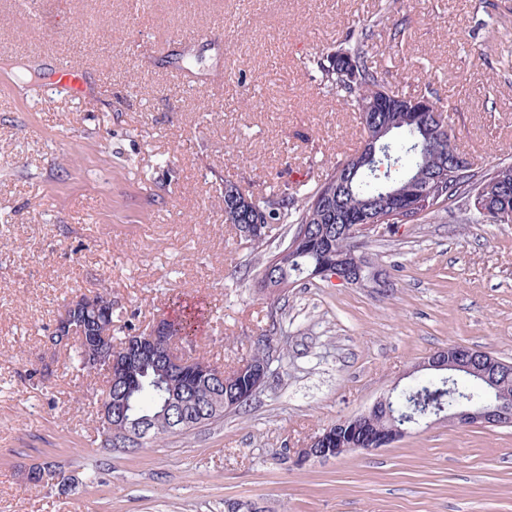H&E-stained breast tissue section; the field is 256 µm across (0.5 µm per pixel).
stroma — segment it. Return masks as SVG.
Wrapping results in <instances>:
<instances>
[{"label":"stroma","mask_w":512,"mask_h":512,"mask_svg":"<svg viewBox=\"0 0 512 512\" xmlns=\"http://www.w3.org/2000/svg\"><path fill=\"white\" fill-rule=\"evenodd\" d=\"M379 3L0 0V512H512V426L432 417L376 451L288 459L438 350L512 362V224L461 223L454 204L380 224L362 253L390 287L314 277L273 302L256 283L294 225L253 249L224 221L225 181L306 193L360 146L313 61ZM390 16L400 45L385 25L368 47L390 88L435 92L474 168L512 162V0H394ZM113 18L129 24L105 34ZM47 52L93 73L94 103L41 101ZM96 291L113 336L188 306L201 320L177 351L228 369L267 336L283 361L220 420L104 449L105 373L43 342ZM46 460L76 483H22Z\"/></svg>","instance_id":"obj_1"}]
</instances>
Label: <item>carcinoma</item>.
Returning a JSON list of instances; mask_svg holds the SVG:
<instances>
[{
	"instance_id": "obj_1",
	"label": "carcinoma",
	"mask_w": 512,
	"mask_h": 512,
	"mask_svg": "<svg viewBox=\"0 0 512 512\" xmlns=\"http://www.w3.org/2000/svg\"><path fill=\"white\" fill-rule=\"evenodd\" d=\"M391 10L390 0H384L379 12L365 20L359 28L350 31L343 42L315 60L324 88L335 95L342 103L364 112V104L371 101L384 105L379 112L381 122L393 126L392 163H384V169L370 165L358 154H353L336 163L325 175L323 182L303 198L288 192H274L259 198L258 207L266 213L272 224H308L311 238L303 247L287 254L285 262L275 268V275L287 283H295L308 277L320 262L322 256L331 252L336 260L352 268L355 262H364L358 251L359 237L363 229L354 219L362 213L366 202L376 199L378 210L373 214L379 224H407L409 214L400 212L404 200L409 198L406 190L410 179L441 169L451 163L457 154L448 130L439 132L428 144L423 143L421 134L410 129L406 113L400 103L406 98L390 90L381 73L369 64L368 41L375 28ZM355 171L350 184L337 197L321 209L320 196L324 184L337 179L345 171ZM512 190V163H499L485 172H478L472 166L457 167L448 178V185L428 196L416 207L414 216L424 213L453 200L473 199L475 211L483 221L493 224L512 223V199L502 202L500 196L505 190ZM171 339L189 336L193 331V317L183 315L169 322ZM176 382L174 374L159 370L147 363L139 375V383L131 391L135 412L148 420L152 426V440L156 441L168 434L165 423L173 419V413L162 414L167 397V388ZM478 391L468 382L460 380L448 385L444 380L429 378L412 381L394 394L393 416L396 422L379 416L363 418L348 423L336 433L334 446L348 445L352 441L361 444L369 440L380 428L393 424L413 431L416 423L430 414L437 405L452 408L459 404L476 400Z\"/></svg>"
}]
</instances>
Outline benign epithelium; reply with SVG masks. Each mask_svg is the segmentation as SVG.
I'll return each mask as SVG.
<instances>
[{
	"mask_svg": "<svg viewBox=\"0 0 512 512\" xmlns=\"http://www.w3.org/2000/svg\"><path fill=\"white\" fill-rule=\"evenodd\" d=\"M370 123L375 126L376 134L368 138L366 160L380 159L378 142L386 131L377 125L376 113H370ZM448 179V168L429 175L419 186L417 195L431 194ZM224 215L238 217L242 234L247 237L265 238L269 229L265 224H253L250 211L254 201L242 188L227 186L224 188ZM168 319H155L150 327L130 333L122 343H112V293H85L70 299L63 307L49 332L47 343L57 349L63 345L73 346L82 352L83 363L93 370L104 371L109 384L99 398V417L105 426V437L116 446H121L128 437L145 436L148 425L133 418V407L128 394L115 392L114 386L125 387L137 381V370L146 357L164 365L174 372L180 380V389L170 394L168 406L180 411L194 406L198 387L205 385L218 388L224 385V369L207 364L200 358L179 354L168 341ZM279 358V354L270 352L269 362L262 365L243 364L249 377V389L241 395L228 397L221 403L210 402V406L199 412L202 421L212 420L234 409L238 401L252 397L268 378L269 363ZM426 371L430 374L446 373L448 381L458 375H475L482 384H488L495 390V398L475 405H459L442 412L437 408V416L457 426L484 424L491 426H512V400L500 390V387L512 378V371L503 366V362L488 354L464 346H450L439 350L416 364L411 372ZM328 431L312 437L304 446L293 451L292 462L304 466L310 462L339 458L349 452V448H327ZM25 480L34 483H60V469L53 465L36 466L25 474Z\"/></svg>",
	"mask_w": 512,
	"mask_h": 512,
	"instance_id": "obj_1",
	"label": "benign epithelium"
}]
</instances>
